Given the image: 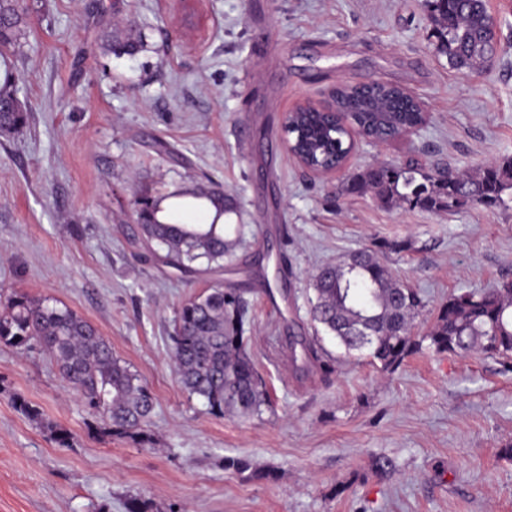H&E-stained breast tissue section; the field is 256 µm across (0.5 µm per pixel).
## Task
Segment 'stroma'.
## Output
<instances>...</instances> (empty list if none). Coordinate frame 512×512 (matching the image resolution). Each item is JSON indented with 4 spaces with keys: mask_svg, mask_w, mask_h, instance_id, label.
<instances>
[{
    "mask_svg": "<svg viewBox=\"0 0 512 512\" xmlns=\"http://www.w3.org/2000/svg\"><path fill=\"white\" fill-rule=\"evenodd\" d=\"M486 3L500 44L460 75L422 0H20L27 24L0 76L28 120L0 136V292L86 318L155 408L152 443L99 436L48 354L0 343V512H126L134 498L153 512H512V360L423 351L383 372L326 336L302 374L288 347L315 334L313 269L383 240L409 245L380 259L425 297L417 336L451 295L512 282V202L432 212L340 191L377 162L471 174L512 158V0ZM129 34L139 51L112 52ZM371 80L416 97L425 124L359 144L334 178L306 172L285 113ZM202 183L232 202L237 247L184 278L144 259L132 192ZM217 282L248 304L273 402L259 418L209 413L169 360L182 303Z\"/></svg>",
    "mask_w": 512,
    "mask_h": 512,
    "instance_id": "35a3bbf8",
    "label": "stroma"
}]
</instances>
